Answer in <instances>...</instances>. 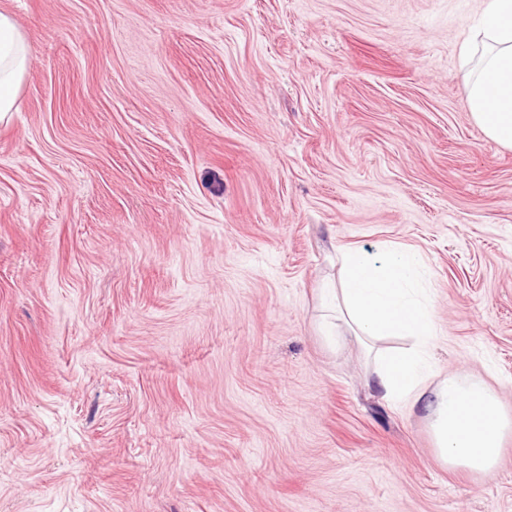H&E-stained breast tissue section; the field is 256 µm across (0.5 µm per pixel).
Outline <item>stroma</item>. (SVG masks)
Masks as SVG:
<instances>
[{"label":"stroma","instance_id":"1","mask_svg":"<svg viewBox=\"0 0 512 512\" xmlns=\"http://www.w3.org/2000/svg\"><path fill=\"white\" fill-rule=\"evenodd\" d=\"M486 0H0V512H512L323 331L340 249L416 252L436 386L512 413V150ZM488 19L460 48L470 66L468 107L487 138L512 148V0H487ZM30 47L13 18L0 11V123L15 111Z\"/></svg>","mask_w":512,"mask_h":512}]
</instances>
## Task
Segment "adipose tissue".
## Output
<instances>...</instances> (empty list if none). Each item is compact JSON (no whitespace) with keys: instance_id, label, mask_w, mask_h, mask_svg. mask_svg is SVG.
<instances>
[{"instance_id":"adipose-tissue-1","label":"adipose tissue","mask_w":512,"mask_h":512,"mask_svg":"<svg viewBox=\"0 0 512 512\" xmlns=\"http://www.w3.org/2000/svg\"><path fill=\"white\" fill-rule=\"evenodd\" d=\"M486 21L460 48L470 69L468 107L487 138L512 148V0H487ZM30 47L13 18L0 11V122L15 111ZM343 278L331 304L328 329L348 325L355 341L372 353L369 379L387 402L407 401L429 421L442 464L474 474L496 467L512 415L494 392L468 375H453L428 387L432 375L433 308L416 253L387 254L372 261L357 251L342 255ZM405 339L404 347L379 348L380 340Z\"/></svg>"}]
</instances>
